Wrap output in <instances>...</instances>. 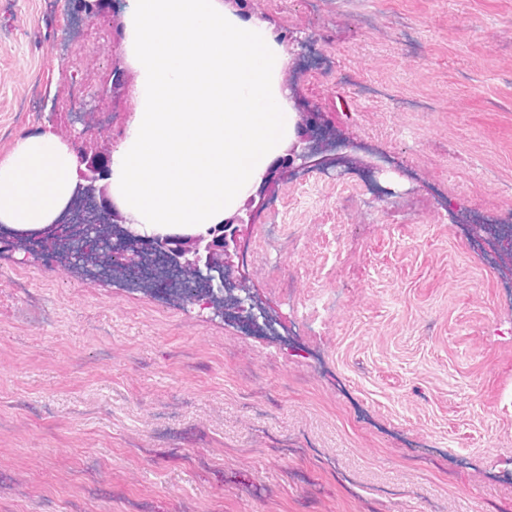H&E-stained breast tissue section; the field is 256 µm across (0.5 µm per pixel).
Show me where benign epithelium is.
I'll list each match as a JSON object with an SVG mask.
<instances>
[{"mask_svg": "<svg viewBox=\"0 0 512 512\" xmlns=\"http://www.w3.org/2000/svg\"><path fill=\"white\" fill-rule=\"evenodd\" d=\"M78 8L88 23L107 18L102 34L110 44L111 55L123 56L121 13L106 0H83ZM125 78V70L115 63L108 76L97 85L93 106L80 111L69 107L64 112L50 113L48 129L54 131L60 125L66 129L63 141L75 155L79 173L75 197H86V207L48 225L42 241L49 240L57 246L60 265L83 272L98 269L92 255L107 244L112 245L114 258L109 268L111 273L138 274L155 265L180 274L189 271L193 274L192 282L204 288L203 296H193L191 300L214 309L215 302L224 301V290L230 286L233 268L230 247L238 230L251 223V203L224 219V223L215 224L204 232L161 235L149 234L142 225L130 223L115 202H110L112 213L109 214L101 208L99 198L91 197L104 187L115 152V145L104 142L97 131L101 127L112 128V113L108 108L112 105L115 88L123 84ZM314 154V141L304 132L296 135L286 150L288 165L303 170L311 168ZM10 242L9 251H21L25 259L41 261L44 249L29 246L25 236H13Z\"/></svg>", "mask_w": 512, "mask_h": 512, "instance_id": "benign-epithelium-1", "label": "benign epithelium"}]
</instances>
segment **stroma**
Listing matches in <instances>:
<instances>
[{
    "mask_svg": "<svg viewBox=\"0 0 512 512\" xmlns=\"http://www.w3.org/2000/svg\"><path fill=\"white\" fill-rule=\"evenodd\" d=\"M63 9L0 0V163L65 67L110 66ZM246 9L307 43L280 80L336 142L269 170L236 241L233 287L278 335L0 251V512H512V243L468 230L512 225V0ZM270 224L298 249L260 245Z\"/></svg>",
    "mask_w": 512,
    "mask_h": 512,
    "instance_id": "1",
    "label": "stroma"
}]
</instances>
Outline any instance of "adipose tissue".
Returning <instances> with one entry per match:
<instances>
[{"label":"adipose tissue","instance_id":"obj_1","mask_svg":"<svg viewBox=\"0 0 512 512\" xmlns=\"http://www.w3.org/2000/svg\"><path fill=\"white\" fill-rule=\"evenodd\" d=\"M77 162L55 133L16 142L0 164V223L36 231L56 219L74 196Z\"/></svg>","mask_w":512,"mask_h":512}]
</instances>
